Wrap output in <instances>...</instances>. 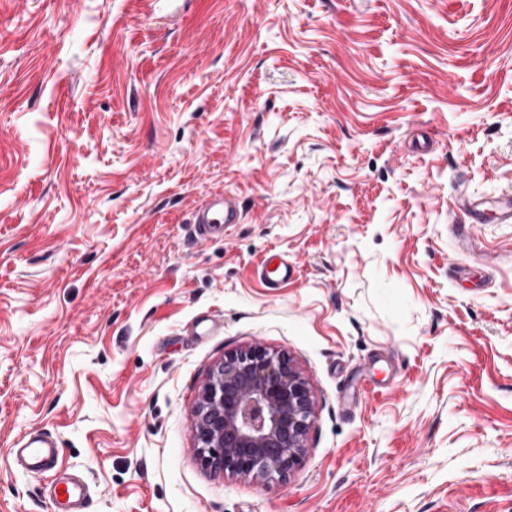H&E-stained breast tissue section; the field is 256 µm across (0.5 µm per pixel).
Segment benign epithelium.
Returning <instances> with one entry per match:
<instances>
[{
	"label": "benign epithelium",
	"instance_id": "1",
	"mask_svg": "<svg viewBox=\"0 0 512 512\" xmlns=\"http://www.w3.org/2000/svg\"><path fill=\"white\" fill-rule=\"evenodd\" d=\"M313 396L281 352L260 344L224 354L193 411L201 464L231 475L283 479L305 452Z\"/></svg>",
	"mask_w": 512,
	"mask_h": 512
}]
</instances>
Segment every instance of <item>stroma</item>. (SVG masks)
Returning a JSON list of instances; mask_svg holds the SVG:
<instances>
[{"mask_svg":"<svg viewBox=\"0 0 512 512\" xmlns=\"http://www.w3.org/2000/svg\"><path fill=\"white\" fill-rule=\"evenodd\" d=\"M508 200L512 0H0V512H512ZM256 343L314 399L282 482L196 453ZM240 213L232 194L215 196L201 203L193 213L191 236L203 241L215 238L217 230L240 223ZM292 274L293 270L288 268V261L277 253L270 255L257 268V275L266 288H280L283 284L288 283V278ZM18 448H12L17 460L32 472L52 469L58 459L60 448L47 434L29 436L17 442ZM53 495L58 504L57 512H86L87 494L80 481L64 476L56 478Z\"/></svg>","mask_w":512,"mask_h":512,"instance_id":"stroma-1","label":"stroma"}]
</instances>
